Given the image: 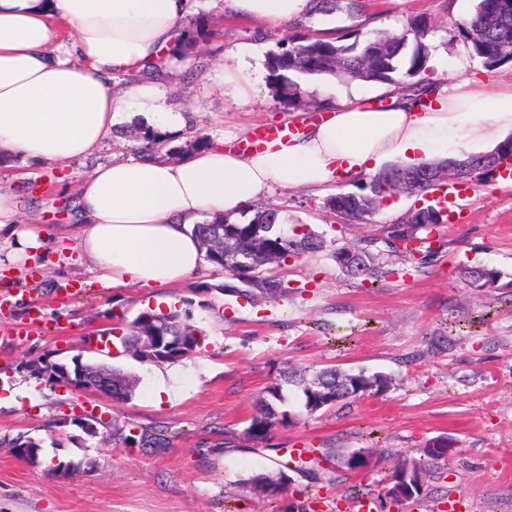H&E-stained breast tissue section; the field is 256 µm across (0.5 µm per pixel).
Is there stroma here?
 <instances>
[{
    "mask_svg": "<svg viewBox=\"0 0 512 512\" xmlns=\"http://www.w3.org/2000/svg\"><path fill=\"white\" fill-rule=\"evenodd\" d=\"M474 3L365 0L358 15L318 18L311 28L399 32L407 16L426 13L442 27L428 39L431 79L452 86L475 78L491 92L512 81V64L484 68L466 43L447 34L469 17ZM192 10L209 15L220 35L200 44L197 58L171 63L169 78L158 85L167 112L195 115L193 126L169 131L170 147L186 149L199 136L241 143L260 128L314 119V112L282 104L267 79L266 53L291 35L290 26L254 24L224 11L221 0H192ZM228 45L246 51L256 91L244 99L224 92ZM299 83L304 93L336 106L385 104L398 91L379 81L325 76H303ZM139 147V141L113 133L86 158L63 167L1 159L0 187L14 191L25 223L44 225L59 238L79 221L74 200L84 177L112 158L138 155ZM453 193L454 219L432 239L434 260L405 268L398 256H385L392 273L373 283L347 275L324 251L282 268L292 287L288 297L248 304L221 294L223 274L203 266L166 294L191 300L204 340L190 356L166 363L161 378L155 363L96 345L121 320L154 306L157 289L101 287L71 248L49 251L38 279L17 273L0 280V293L14 297L0 312V388L28 380L27 362L68 363L76 356L136 381L131 398L116 400L44 380L35 385L32 403L1 407L0 438L25 434L40 439L42 449L30 463L0 447V512H288L297 501L313 512H353L348 488L376 503L393 465L415 458L426 441L441 436L454 442L448 477L427 481L415 512H512V182L472 179ZM326 196L275 184L266 198L284 206L287 227L308 225L336 247L368 239L375 252L382 248L383 225L417 203L416 197L393 195L370 222L349 223L323 208ZM472 265L501 271L502 287L469 288L461 271ZM63 284L78 286V293H61ZM34 309L46 316L43 331L15 335L18 321ZM329 365L381 373L390 385L350 408L313 414L303 407L300 387L289 386V424L271 430V449L255 448L245 430L265 387L284 370ZM160 379L171 391L163 404L154 397ZM86 415L95 417L96 435L75 426ZM126 426L164 435L166 448L112 443L114 428ZM324 448L335 449V458L324 461L317 475L295 476L278 500L240 485L251 474L278 471ZM358 448L372 449L370 469L351 471L337 463V455ZM59 462L76 463L78 470L54 475Z\"/></svg>",
    "mask_w": 512,
    "mask_h": 512,
    "instance_id": "stroma-1",
    "label": "stroma"
}]
</instances>
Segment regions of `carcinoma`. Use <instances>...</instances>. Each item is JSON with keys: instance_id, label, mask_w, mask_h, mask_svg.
Instances as JSON below:
<instances>
[{"instance_id": "1", "label": "carcinoma", "mask_w": 512, "mask_h": 512, "mask_svg": "<svg viewBox=\"0 0 512 512\" xmlns=\"http://www.w3.org/2000/svg\"><path fill=\"white\" fill-rule=\"evenodd\" d=\"M311 14L295 23L304 28L319 15H332L345 11L350 15L361 11V0H312ZM436 32L433 19L425 13L413 14L406 20V29L397 34L386 30L372 32L365 36L355 34L354 41L345 43V36L335 32H322L318 36L279 40L275 47L266 53L268 80L275 95L288 106H307L322 109L328 100L315 97L306 98L294 75H327L338 80L385 81L403 85L410 92L415 104L425 105L424 98L438 89V85L421 77L427 71L429 62L428 36ZM461 36L470 48L472 56L481 60L484 67L496 69L512 63V0H477L474 13L462 25L457 26ZM217 37V32L202 16L180 30L177 45L171 58L182 62L193 55L202 42ZM138 140L142 142L140 152H152L160 145L168 144V138L157 129L136 122L133 124ZM447 159H437L421 163H394L377 171L365 181L354 183L355 190L344 193L342 204L350 211L365 218L372 214L380 201L392 195L395 187L392 177L401 171H416L434 165H441ZM279 207L261 201L240 212L249 217L246 223L228 224L227 216L215 215L203 224L194 225L199 235L206 261L215 270L224 273V283L218 290L227 296L244 298L253 303L259 299L278 300L293 291L288 282L280 278L275 269L288 265V261L298 260L310 254L329 249L323 236L309 227L301 225L289 232L282 230L278 222ZM431 226H412L409 236L418 247L405 251L408 260L424 265L433 256L427 242ZM331 250V249H329ZM342 251H352L357 256L354 264L344 268L349 275L377 279L395 273L380 261V254L356 246H342L331 250L332 257ZM487 282L474 284L473 269L463 270V278L474 290L482 291L486 283L499 287L502 273L485 266ZM154 332L161 336L175 337V346H159L156 350L144 351L139 348L138 336ZM201 330L192 323L189 311L173 306L159 312L152 308L140 312L126 324V332L120 337L122 344L132 350L141 360L164 363L189 356L199 347ZM299 382L302 386L304 408L315 413L323 408L349 405L371 391H380L389 385L387 376L368 375L364 371L343 370L338 367L321 369L306 377L296 376L288 371L271 383L257 400V412L246 429L247 436L262 445L269 440V430L276 424L286 425L288 411L281 409L286 402L284 385ZM117 439L126 443L160 447L164 439L150 436L146 432L117 430ZM0 445L9 449L12 456L33 462L38 455L23 454L24 448H41V441L26 435L11 439H0ZM453 446L448 437L427 441L419 449L420 467L428 477L442 473L446 462L447 448Z\"/></svg>"}]
</instances>
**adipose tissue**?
I'll use <instances>...</instances> for the list:
<instances>
[{
	"instance_id": "1",
	"label": "adipose tissue",
	"mask_w": 512,
	"mask_h": 512,
	"mask_svg": "<svg viewBox=\"0 0 512 512\" xmlns=\"http://www.w3.org/2000/svg\"><path fill=\"white\" fill-rule=\"evenodd\" d=\"M258 21L302 18L310 0H224ZM190 0H0V156L43 167L85 158L132 106L169 117L157 89L135 74L178 34ZM74 39L53 47L59 26ZM132 80L113 89L112 74ZM512 135V85L496 93L439 87L428 107L397 95L387 109L344 104L305 124L287 146L244 152L222 139L172 160L116 158L82 181L74 239L106 288L182 284L205 265L193 233L202 215L237 214L271 185L325 189L373 173L391 158H429L441 146L496 148ZM45 228L22 223L15 194L0 188V266H22L48 248Z\"/></svg>"
}]
</instances>
